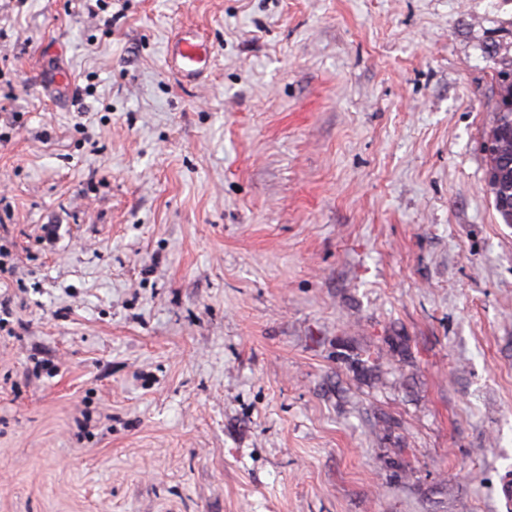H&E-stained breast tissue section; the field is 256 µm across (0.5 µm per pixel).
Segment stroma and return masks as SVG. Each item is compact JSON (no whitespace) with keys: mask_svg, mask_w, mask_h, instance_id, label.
<instances>
[{"mask_svg":"<svg viewBox=\"0 0 512 512\" xmlns=\"http://www.w3.org/2000/svg\"><path fill=\"white\" fill-rule=\"evenodd\" d=\"M111 8L0 0V512H512V0ZM167 55L178 63V68L185 76L197 75L209 63L201 44L192 35H185L173 45L167 46ZM495 83L497 91L492 105V124L488 130L487 137L494 133L498 138V144L506 146L507 155H485L486 181L489 193L493 196L494 208L503 223L512 224V212L497 206L498 199L512 196V167L506 168L502 163L503 159H511L512 162V109H503L499 105V99L504 97L512 98V62L504 63L495 71Z\"/></svg>","mask_w":512,"mask_h":512,"instance_id":"stroma-1","label":"stroma"}]
</instances>
